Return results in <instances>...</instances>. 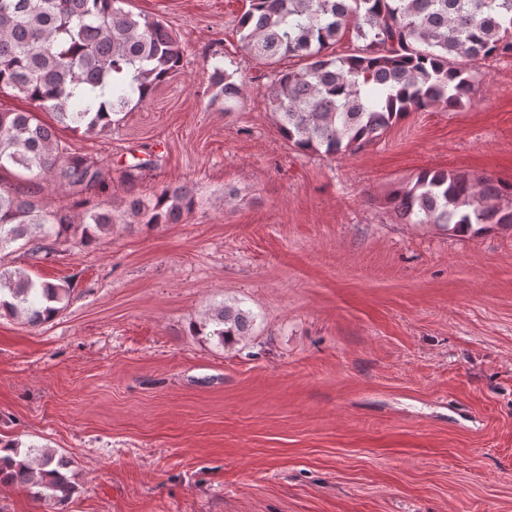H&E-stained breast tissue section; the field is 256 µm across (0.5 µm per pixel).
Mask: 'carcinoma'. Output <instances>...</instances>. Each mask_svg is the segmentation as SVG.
<instances>
[{
    "mask_svg": "<svg viewBox=\"0 0 512 512\" xmlns=\"http://www.w3.org/2000/svg\"><path fill=\"white\" fill-rule=\"evenodd\" d=\"M127 0H0V89L34 110L0 112V170L11 165L81 195L106 176L101 161L71 151L35 112L85 135L109 132L132 107L183 66L186 49L162 21L123 7ZM350 29L351 54L331 51ZM241 47L270 69L268 100L279 132L294 147L344 155L379 139L413 109L457 108L481 82V61L512 55V0H249L238 20ZM298 68L281 69L284 59ZM212 100L231 112L245 84L219 65ZM388 204L407 224L465 231L512 227V185L465 171L426 169L398 185ZM198 206L195 190L166 185L152 204L127 201L139 224H178ZM84 208L83 214L76 209ZM120 216L108 208L51 209L33 195L0 188V317L37 326L69 304L70 287L35 282L3 259L19 243L49 260L68 235L86 245ZM253 316L232 303L213 307L195 325L222 346L250 334ZM0 457V483L28 488L58 506L72 496L70 461L52 449L14 443Z\"/></svg>",
    "mask_w": 512,
    "mask_h": 512,
    "instance_id": "carcinoma-1",
    "label": "carcinoma"
}]
</instances>
